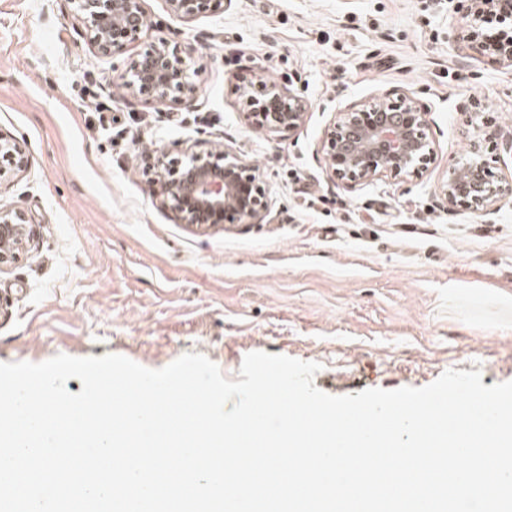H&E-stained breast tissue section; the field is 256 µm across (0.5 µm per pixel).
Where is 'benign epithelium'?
Returning a JSON list of instances; mask_svg holds the SVG:
<instances>
[{
  "label": "benign epithelium",
  "instance_id": "benign-epithelium-1",
  "mask_svg": "<svg viewBox=\"0 0 512 512\" xmlns=\"http://www.w3.org/2000/svg\"><path fill=\"white\" fill-rule=\"evenodd\" d=\"M173 13L194 17L222 7L223 0H168ZM465 15L487 17L502 26L481 47L498 64L512 66V0H467ZM90 40L103 55H114L138 40L148 21L142 0H72ZM198 71L175 47L153 43L135 60L126 76L131 94L174 104L194 100ZM245 118L256 130L290 133L306 121L303 98L274 84L240 89ZM327 179L351 188L378 177L397 182L420 178L434 161L427 112L411 95L386 92L368 104L334 113L321 143ZM0 155L16 169L26 159L14 138L0 135ZM147 184L183 224L200 231L240 221L271 223L272 201L259 166L211 144L201 151L172 157L160 150L142 157ZM439 193L450 209L474 214L490 210L512 185L499 179L488 162L464 159L448 169ZM0 265L18 260L30 241L29 219L17 211L0 210Z\"/></svg>",
  "mask_w": 512,
  "mask_h": 512
}]
</instances>
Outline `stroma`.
Instances as JSON below:
<instances>
[{"label": "stroma", "mask_w": 512, "mask_h": 512, "mask_svg": "<svg viewBox=\"0 0 512 512\" xmlns=\"http://www.w3.org/2000/svg\"><path fill=\"white\" fill-rule=\"evenodd\" d=\"M139 42L104 56L71 0H0V134L27 166L0 209L32 241L0 266V363L108 353L159 369L200 353L232 381L263 351L320 366L330 395L423 387L444 371L512 381V196L486 216L437 186L473 149L512 139V66L463 37L457 0H226L194 18L144 0ZM167 41L200 73L191 104L132 95L130 62ZM275 81L309 104L284 134L249 127L234 88ZM388 90L424 104L423 178L331 184L334 113ZM223 144L259 165L272 224L178 223L142 157Z\"/></svg>", "instance_id": "35a3bbf8"}]
</instances>
